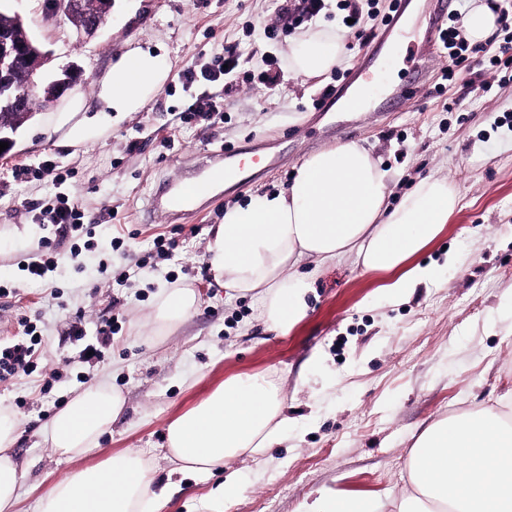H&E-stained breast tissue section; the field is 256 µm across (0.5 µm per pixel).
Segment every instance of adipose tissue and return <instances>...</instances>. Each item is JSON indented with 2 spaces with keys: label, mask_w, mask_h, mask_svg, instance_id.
I'll list each match as a JSON object with an SVG mask.
<instances>
[{
  "label": "adipose tissue",
  "mask_w": 512,
  "mask_h": 512,
  "mask_svg": "<svg viewBox=\"0 0 512 512\" xmlns=\"http://www.w3.org/2000/svg\"><path fill=\"white\" fill-rule=\"evenodd\" d=\"M344 60L332 30L299 35L288 65L316 78ZM161 55L135 48L113 65L98 97L108 112L140 110L165 81ZM389 175L356 142H341L306 156L286 189L258 194L225 209L207 250L217 281L235 294L260 300L269 326L285 332L307 314L312 277L302 261L322 268L352 255L364 269L393 273L387 293L406 297L432 283L437 270L413 264L459 205L448 179H420L399 204L388 206ZM199 294L184 284L159 292L151 312L156 334L177 330L197 309ZM125 411V398L107 385L77 393L51 419L46 438L54 452L78 460L99 447ZM288 420L278 384L266 376L232 377L166 427L168 452L180 470L205 475L244 455L273 447ZM20 419L0 406V512H18L21 474L10 450ZM413 493L396 512H512V398L502 411H467L426 428L407 460ZM158 484L141 450L129 448L57 481L38 512H159L176 491Z\"/></svg>",
  "instance_id": "1"
}]
</instances>
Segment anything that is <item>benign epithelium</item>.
<instances>
[{"mask_svg":"<svg viewBox=\"0 0 512 512\" xmlns=\"http://www.w3.org/2000/svg\"><path fill=\"white\" fill-rule=\"evenodd\" d=\"M86 6L87 0H65L64 13L80 19L77 29L94 34L108 23L112 0H95L94 16L88 20L85 19ZM50 61L51 54L42 50L32 37L21 42L12 32L0 29V102L17 109L12 119L5 121L0 118V142L8 143L10 149L15 145L13 135L33 116V113L24 111V95L18 90L17 75H23L27 92L44 87L50 89L54 103L68 89L84 80V72L76 65L46 80L45 72Z\"/></svg>","mask_w":512,"mask_h":512,"instance_id":"7a95c632","label":"benign epithelium"}]
</instances>
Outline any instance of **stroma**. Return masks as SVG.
Listing matches in <instances>:
<instances>
[{"label": "stroma", "instance_id": "stroma-1", "mask_svg": "<svg viewBox=\"0 0 512 512\" xmlns=\"http://www.w3.org/2000/svg\"><path fill=\"white\" fill-rule=\"evenodd\" d=\"M411 2L413 11L382 44L386 0H359L357 31L343 25L339 0H329L315 25L336 30L346 60L305 80L288 67L297 30L266 35L282 0H115L109 23L90 36L48 15L47 0H0L51 53L52 71L75 63L86 76L57 106L36 112L18 130L10 159L0 160V278L20 293L0 312V343L23 336V317L42 336L37 372L0 382V404L24 422L13 448L22 474L19 512H37L41 495L77 467L128 448L146 449L159 477L179 483L161 512H209L206 498L226 473L173 474L165 427L234 376L276 380L291 424L274 447L230 464L242 491L224 512H302L324 490L400 497L408 487L405 460L424 428L512 394V79L481 91L485 75L468 58L454 79L434 86L448 64L443 45L420 53L434 0ZM231 44L246 64L222 93L221 119L180 127L176 117L192 102L182 71ZM154 46L162 50L166 81L139 111H103L98 86L113 63ZM271 58L283 70L272 89L262 82ZM420 68L429 80L399 102ZM346 73L377 82L363 111L318 119L322 89ZM76 126L83 136L72 135ZM341 141L360 142L380 158L391 176L389 205L425 176L455 184L458 210L416 257L437 264L438 280L394 302L385 290L390 273L364 270L356 258L317 273L303 263L314 280L309 311L281 333L266 323L255 297L228 294L216 282L205 260L212 228L225 208L287 188L303 158ZM255 145L279 156L261 179L233 192L216 187L193 214L162 223L150 214L159 185L188 177L224 149ZM47 159L72 171L66 189L84 213L91 246L74 256L60 245L55 271L40 283L26 280L21 266L51 229L32 223L23 204L54 188L46 179H17L14 170ZM172 240V254L158 255V243ZM450 252L461 257L453 267L444 263ZM182 283L197 289L196 311L176 331L155 335L149 316L156 293ZM79 320L91 335L106 322L114 328L95 363L82 362L69 335ZM51 370L57 377L48 386ZM99 382L122 392L123 415L81 461L57 457L44 427Z\"/></svg>", "mask_w": 512, "mask_h": 512}]
</instances>
